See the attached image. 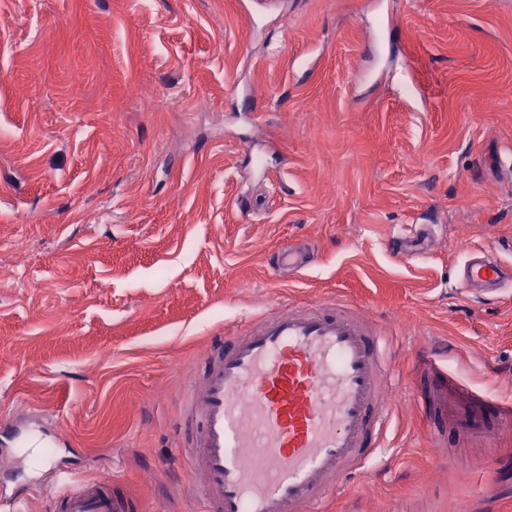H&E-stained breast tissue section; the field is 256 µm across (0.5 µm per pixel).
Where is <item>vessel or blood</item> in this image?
<instances>
[{"mask_svg": "<svg viewBox=\"0 0 512 512\" xmlns=\"http://www.w3.org/2000/svg\"><path fill=\"white\" fill-rule=\"evenodd\" d=\"M302 246L273 254L277 272L307 265ZM496 259H470L464 288L499 287ZM386 340L344 302L281 305L242 330L214 337L183 389L179 451L190 463L186 495L201 512H324L348 476L387 446L393 388ZM416 400L427 420L469 438L512 424V402L477 391L435 356L419 361ZM21 448H48L46 432L14 424ZM46 512H139L119 480L74 482L53 464Z\"/></svg>", "mask_w": 512, "mask_h": 512, "instance_id": "1", "label": "vessel or blood"}]
</instances>
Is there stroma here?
Instances as JSON below:
<instances>
[{"mask_svg":"<svg viewBox=\"0 0 512 512\" xmlns=\"http://www.w3.org/2000/svg\"><path fill=\"white\" fill-rule=\"evenodd\" d=\"M296 240L313 265L274 274ZM479 252L512 266V0H0V410L49 416L75 479L188 512L210 336L346 301L393 344L394 454L327 512H512V428L443 444L411 395L435 348L512 399V285L461 287ZM44 483L0 453V512Z\"/></svg>","mask_w":512,"mask_h":512,"instance_id":"1","label":"stroma"}]
</instances>
